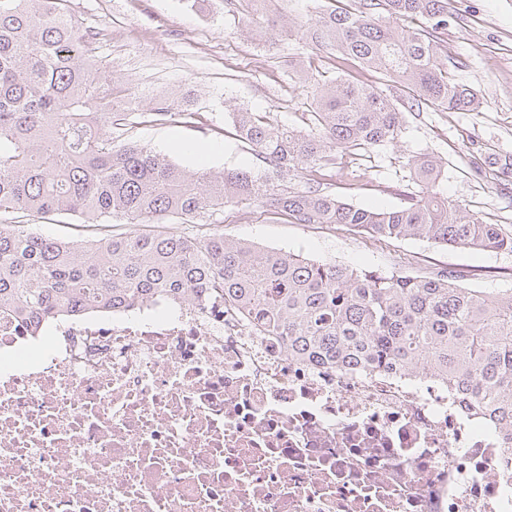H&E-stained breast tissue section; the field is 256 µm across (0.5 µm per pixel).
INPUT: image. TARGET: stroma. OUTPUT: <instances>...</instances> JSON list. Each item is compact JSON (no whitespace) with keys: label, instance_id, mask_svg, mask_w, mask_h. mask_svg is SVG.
Here are the masks:
<instances>
[{"label":"stroma","instance_id":"1","mask_svg":"<svg viewBox=\"0 0 512 512\" xmlns=\"http://www.w3.org/2000/svg\"><path fill=\"white\" fill-rule=\"evenodd\" d=\"M71 7L85 25L108 28L100 54L112 66L115 90L133 98V111H150L174 91L184 94L169 121L129 126L130 140L189 170L266 172L279 189H303L300 173L268 172L234 136L227 115L266 112L275 123L303 126L310 110L306 80L341 76L335 55L287 32L258 37L236 0H71ZM439 37L443 63L457 82L477 90L481 109L407 112L397 145L370 150L354 174L324 177L323 188L362 208L405 206L421 190L408 159L430 153L442 161L440 193L511 235L512 188H500L488 162L512 158V0H448V26ZM218 230L314 260L405 274L448 269L474 288L512 287V252L377 241L344 226L291 224L259 200L226 207Z\"/></svg>","mask_w":512,"mask_h":512}]
</instances>
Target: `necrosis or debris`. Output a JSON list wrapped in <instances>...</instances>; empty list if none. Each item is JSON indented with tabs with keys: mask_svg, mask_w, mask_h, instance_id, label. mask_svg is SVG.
Instances as JSON below:
<instances>
[{
	"mask_svg": "<svg viewBox=\"0 0 512 512\" xmlns=\"http://www.w3.org/2000/svg\"><path fill=\"white\" fill-rule=\"evenodd\" d=\"M0 512H512V433L447 385L289 359L217 295L0 310Z\"/></svg>",
	"mask_w": 512,
	"mask_h": 512,
	"instance_id": "1",
	"label": "necrosis or debris"
}]
</instances>
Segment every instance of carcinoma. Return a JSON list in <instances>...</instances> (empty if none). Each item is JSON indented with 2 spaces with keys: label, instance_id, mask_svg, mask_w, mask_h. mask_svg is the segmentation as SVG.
Listing matches in <instances>:
<instances>
[{
  "label": "carcinoma",
  "instance_id": "1",
  "mask_svg": "<svg viewBox=\"0 0 512 512\" xmlns=\"http://www.w3.org/2000/svg\"><path fill=\"white\" fill-rule=\"evenodd\" d=\"M71 0H0V216H71L97 227L222 224L224 208L266 200L291 224H340L375 240L422 239L454 248L512 251L499 225L436 191L441 164L413 155L422 195L374 211L321 192V171L397 142L404 113L355 69L405 88L409 110L474 112L482 101L453 81L438 33L448 0H336L289 32L338 55L347 75L311 85L298 129L255 112L231 113L236 136L267 166L300 172L312 186L280 194L251 170L187 171L124 137L127 121H164L170 104L114 112L112 68L99 55L104 30L86 28ZM220 296L273 336L288 357L336 371H424L459 392L474 413L512 431V288H472L453 271L404 275L320 262L283 250L174 231L45 236L0 222V309L37 324L129 309L155 294Z\"/></svg>",
  "mask_w": 512,
  "mask_h": 512
}]
</instances>
